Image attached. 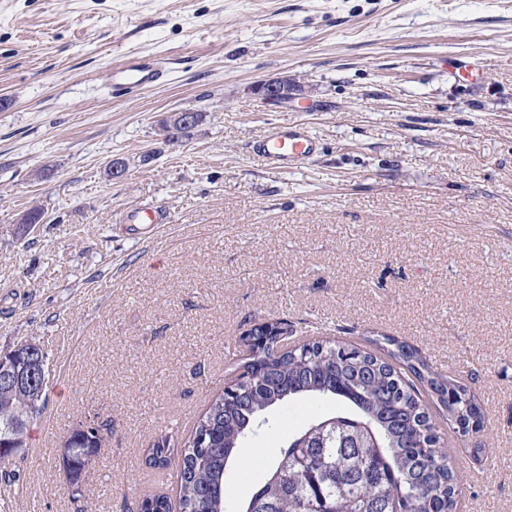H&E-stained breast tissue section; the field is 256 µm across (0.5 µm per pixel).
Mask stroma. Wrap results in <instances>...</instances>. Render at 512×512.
<instances>
[{
	"mask_svg": "<svg viewBox=\"0 0 512 512\" xmlns=\"http://www.w3.org/2000/svg\"><path fill=\"white\" fill-rule=\"evenodd\" d=\"M129 52L168 76L116 98ZM283 72L308 100L251 94ZM177 110L203 118L172 143ZM292 123L321 150L273 168L253 147ZM145 207L162 223H126ZM271 319L391 336L463 381L485 419L448 439L457 512H512V0H0V354L37 343L50 372L0 512L176 497L150 448L189 435ZM339 408H270L227 464L226 512ZM85 422L102 440L77 496L60 450Z\"/></svg>",
	"mask_w": 512,
	"mask_h": 512,
	"instance_id": "stroma-1",
	"label": "stroma"
}]
</instances>
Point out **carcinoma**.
<instances>
[{"instance_id":"obj_1","label":"carcinoma","mask_w":512,"mask_h":512,"mask_svg":"<svg viewBox=\"0 0 512 512\" xmlns=\"http://www.w3.org/2000/svg\"><path fill=\"white\" fill-rule=\"evenodd\" d=\"M365 350L327 333L284 347L272 336L249 343L248 378L236 393L217 394L179 452L170 439L157 443L148 464L177 467L179 512H224L227 459L247 440L271 406L307 394L332 397L352 408L314 418L305 440L281 453L266 482L248 502L250 512H456L463 483L449 464L433 413L463 437L480 431L481 408L459 380L432 370L405 342ZM29 344L6 354L4 368H35ZM49 377L0 385V448H20L27 424L45 405ZM333 418L326 431L317 426ZM93 434L75 428L68 437L71 469L88 466ZM141 512H171L164 494H148Z\"/></svg>"}]
</instances>
